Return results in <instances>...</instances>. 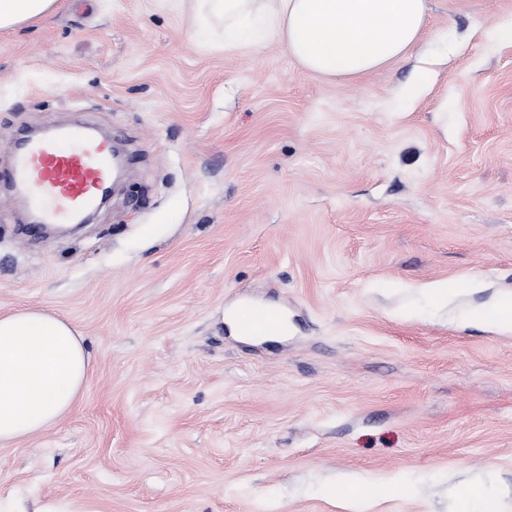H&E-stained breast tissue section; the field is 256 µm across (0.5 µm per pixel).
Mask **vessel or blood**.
<instances>
[{
    "label": "vessel or blood",
    "instance_id": "obj_1",
    "mask_svg": "<svg viewBox=\"0 0 512 512\" xmlns=\"http://www.w3.org/2000/svg\"><path fill=\"white\" fill-rule=\"evenodd\" d=\"M15 161L11 182L26 187L44 224H77L102 199L112 176V141L97 139L83 128L71 127L38 140L8 146ZM251 330L270 333L275 313L245 303L238 309Z\"/></svg>",
    "mask_w": 512,
    "mask_h": 512
}]
</instances>
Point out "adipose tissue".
<instances>
[{
	"label": "adipose tissue",
	"instance_id": "adipose-tissue-1",
	"mask_svg": "<svg viewBox=\"0 0 512 512\" xmlns=\"http://www.w3.org/2000/svg\"><path fill=\"white\" fill-rule=\"evenodd\" d=\"M428 0H194L201 30L224 24V47L285 48L305 72L357 80L403 59L427 21ZM90 358L80 331L42 310L0 315V444L34 437L80 401Z\"/></svg>",
	"mask_w": 512,
	"mask_h": 512
}]
</instances>
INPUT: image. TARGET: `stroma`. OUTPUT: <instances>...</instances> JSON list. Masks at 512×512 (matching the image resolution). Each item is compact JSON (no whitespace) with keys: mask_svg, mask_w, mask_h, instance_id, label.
<instances>
[{"mask_svg":"<svg viewBox=\"0 0 512 512\" xmlns=\"http://www.w3.org/2000/svg\"><path fill=\"white\" fill-rule=\"evenodd\" d=\"M86 2L0 33V199L29 129L128 159L72 233L0 211V314L62 316L91 355L75 412L0 445V498L354 512L355 474L386 485L367 512H512V333L485 309L512 294V0H428L417 47L359 81L199 41L182 2ZM445 279L484 287L440 309L419 288ZM244 302L287 335L234 336Z\"/></svg>","mask_w":512,"mask_h":512,"instance_id":"stroma-1","label":"stroma"}]
</instances>
